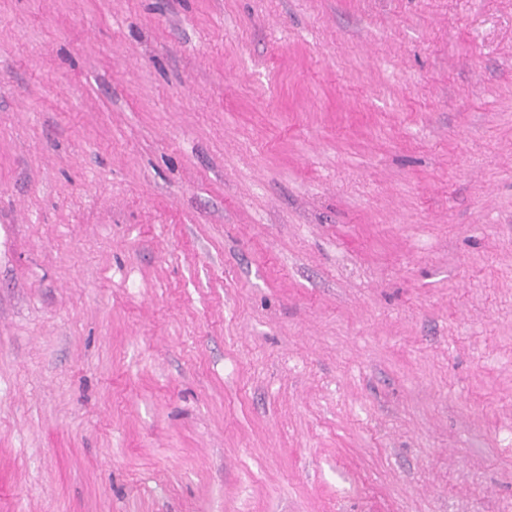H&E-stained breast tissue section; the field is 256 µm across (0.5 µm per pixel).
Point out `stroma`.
Listing matches in <instances>:
<instances>
[{
    "label": "stroma",
    "instance_id": "obj_1",
    "mask_svg": "<svg viewBox=\"0 0 512 512\" xmlns=\"http://www.w3.org/2000/svg\"><path fill=\"white\" fill-rule=\"evenodd\" d=\"M0 512H512V0H0Z\"/></svg>",
    "mask_w": 512,
    "mask_h": 512
}]
</instances>
